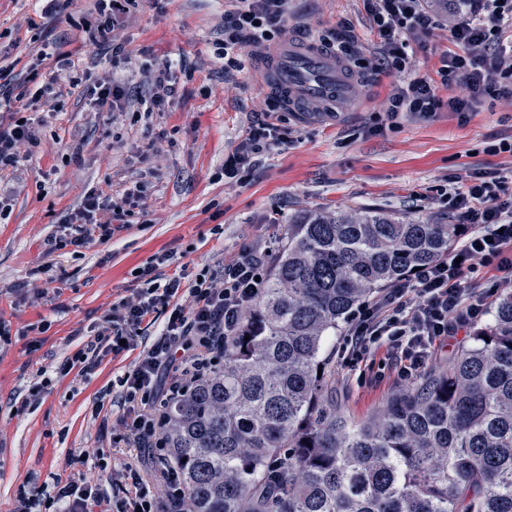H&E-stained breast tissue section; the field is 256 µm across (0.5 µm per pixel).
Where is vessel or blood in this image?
Here are the masks:
<instances>
[{
    "mask_svg": "<svg viewBox=\"0 0 512 512\" xmlns=\"http://www.w3.org/2000/svg\"><path fill=\"white\" fill-rule=\"evenodd\" d=\"M257 77L294 112L347 110L359 100L358 82L350 66L303 36L274 47L261 62Z\"/></svg>",
    "mask_w": 512,
    "mask_h": 512,
    "instance_id": "obj_1",
    "label": "vessel or blood"
}]
</instances>
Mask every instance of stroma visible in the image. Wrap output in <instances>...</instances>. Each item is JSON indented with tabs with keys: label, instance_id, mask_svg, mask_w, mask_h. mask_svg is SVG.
Returning <instances> with one entry per match:
<instances>
[{
	"label": "stroma",
	"instance_id": "stroma-1",
	"mask_svg": "<svg viewBox=\"0 0 512 512\" xmlns=\"http://www.w3.org/2000/svg\"><path fill=\"white\" fill-rule=\"evenodd\" d=\"M228 0H136L111 41L92 43L82 28L93 19L92 0H69L57 15L36 14L32 0H0V66L25 78L50 77L56 55L75 62L79 74L117 77L149 91V75L173 65L169 105L145 117L135 109L97 112L87 87L61 85L55 110L39 125L43 151L22 163L13 181L12 209L0 218V512H13L22 484L55 492L57 478L97 481L105 497L117 495L127 467L150 475L139 449L120 442V380L159 325H143L135 350L103 356L89 375L71 363L89 333L104 325L113 304L130 296L136 272L158 255L162 277L180 269L196 275L221 265L246 244L278 251L287 241L289 215L305 210L387 211L402 220L446 224L448 188L466 189L487 172L512 190V155L490 145L512 140V99L482 102L466 117L448 105L456 83L437 84L443 106L423 118L402 115L380 129L388 92L401 75L434 76L453 50V13H440L424 47L404 71H358L363 107L352 112H282L283 140L259 154L241 178L224 176L250 127L268 120L270 96L257 83L265 48L251 51L244 69L224 66V11ZM286 36L323 39L346 29L358 54L377 48L363 0H286ZM122 52H114V45ZM65 149H58L56 139ZM142 187L140 213L120 225L106 244L71 245L46 253L47 239L88 189L118 196ZM41 265L64 274L56 287L33 275ZM365 373L336 371V411L360 422L406 390L387 365L386 348Z\"/></svg>",
	"mask_w": 512,
	"mask_h": 512
}]
</instances>
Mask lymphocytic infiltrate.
I'll list each match as a JSON object with an SVG mask.
<instances>
[{"mask_svg":"<svg viewBox=\"0 0 512 512\" xmlns=\"http://www.w3.org/2000/svg\"><path fill=\"white\" fill-rule=\"evenodd\" d=\"M285 0H238L224 16V49L231 63L242 67L238 53L255 43L270 42L285 28ZM376 32L385 48L372 67L403 69L406 35L425 38L433 24L429 0H366ZM512 32V0H470V9L458 12L450 39L462 53L442 56L436 78L418 77L395 85L387 115L396 119L410 112L432 115L442 102L436 81L458 80L468 98L452 102L459 113L469 112L484 97L512 96V62L506 36ZM48 86L28 78L13 83L0 71V173L17 169L20 149H39L41 139L33 112L47 107ZM280 139L277 125L268 121L250 127L238 152L224 163V176L234 179L248 170L256 154ZM137 194L127 191L117 199L88 191L72 216L75 247L111 240L114 222L130 216ZM449 208L459 223L469 225L463 242L438 262L410 272L376 298L360 305L348 319L341 360L356 367L368 361L373 349L387 343L391 365L399 377L421 372L434 352L448 340L482 321L487 295L465 287L464 278L480 264L500 272V284L512 283V192L503 181L482 173L470 185L448 196ZM268 251L243 247L218 269L206 272L190 288H183L184 273L160 279L157 265L141 269L143 286L136 296L121 299L106 326L88 340L77 363L81 372L93 371L102 352L120 354L137 343L142 324L162 319L156 340L144 350L122 380L123 425L129 441L155 456L163 448L164 418L168 405L183 396L190 384L208 375L218 364L225 340L235 335L244 314L260 296L267 276ZM157 478L165 499L138 474L124 490L122 512H181L184 496L176 473L159 464ZM88 481L57 483L50 498L60 512H95L102 498Z\"/></svg>","mask_w":512,"mask_h":512,"instance_id":"obj_1","label":"lymphocytic infiltrate"}]
</instances>
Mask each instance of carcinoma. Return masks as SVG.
I'll use <instances>...</instances> for the list:
<instances>
[{"instance_id":"carcinoma-1","label":"carcinoma","mask_w":512,"mask_h":512,"mask_svg":"<svg viewBox=\"0 0 512 512\" xmlns=\"http://www.w3.org/2000/svg\"><path fill=\"white\" fill-rule=\"evenodd\" d=\"M459 237L377 210L288 217L223 362L167 412L187 512H512V294L447 370L372 420L349 423L330 399L326 338Z\"/></svg>"}]
</instances>
